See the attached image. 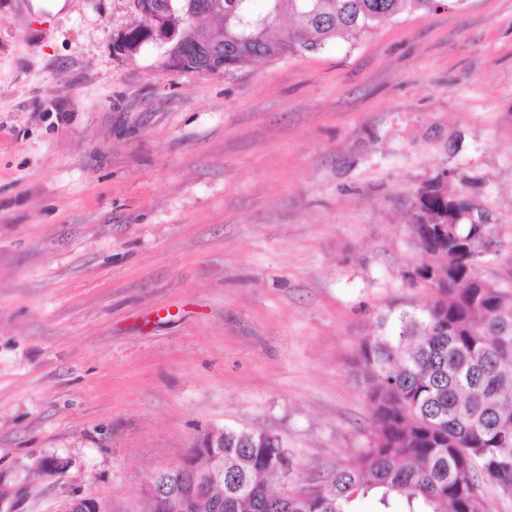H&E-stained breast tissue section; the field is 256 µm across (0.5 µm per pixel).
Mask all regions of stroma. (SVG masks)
I'll use <instances>...</instances> for the list:
<instances>
[{"mask_svg": "<svg viewBox=\"0 0 512 512\" xmlns=\"http://www.w3.org/2000/svg\"><path fill=\"white\" fill-rule=\"evenodd\" d=\"M29 3L0 0V512H143L215 427L279 435L302 483L368 447L358 346L433 298L442 171L512 293V0L226 73L121 51L134 0Z\"/></svg>", "mask_w": 512, "mask_h": 512, "instance_id": "1", "label": "stroma"}]
</instances>
